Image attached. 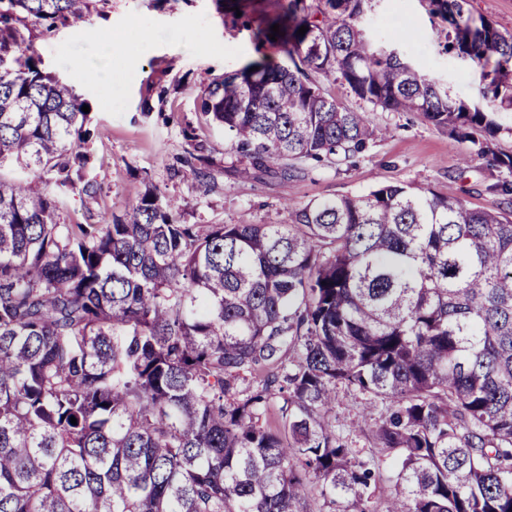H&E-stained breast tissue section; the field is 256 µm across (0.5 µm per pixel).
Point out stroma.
<instances>
[{
	"label": "stroma",
	"mask_w": 512,
	"mask_h": 512,
	"mask_svg": "<svg viewBox=\"0 0 512 512\" xmlns=\"http://www.w3.org/2000/svg\"><path fill=\"white\" fill-rule=\"evenodd\" d=\"M273 0H98L86 29L31 23L41 71L73 86L87 102L94 136L83 180L96 182L94 196L67 192L62 224H104L123 214L145 186L157 187L181 205L185 224H286L288 203L303 205L339 196H360L388 184H418L476 209H497L491 186L500 177L486 160L463 165L467 146L448 129L417 112H385L357 99L344 85L317 82L327 97L365 112L386 136L349 160L307 161L288 181L242 165L222 126L202 114L205 88L225 73L253 62L289 65L280 45L259 42L254 32ZM376 42L398 49L422 73L448 85L453 95L495 113L502 129L493 143L512 153V112L483 100V69L449 52L448 24L430 12L428 0H374L365 18ZM112 76L83 81L106 41ZM208 157L196 177L190 155Z\"/></svg>",
	"instance_id": "1"
}]
</instances>
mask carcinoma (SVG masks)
<instances>
[{"label":"carcinoma","instance_id":"1","mask_svg":"<svg viewBox=\"0 0 512 512\" xmlns=\"http://www.w3.org/2000/svg\"><path fill=\"white\" fill-rule=\"evenodd\" d=\"M94 2L0 10V512H313L310 485L328 512H512V182L496 212L389 184L290 204V224H182L147 187L109 224H60L91 118L36 68L27 20L83 27ZM372 2L275 0L256 36L279 25L300 64L224 74L203 114L287 180L383 135L311 69L512 171L492 113L367 36ZM429 3L511 109L512 35ZM339 388L380 408L392 477L336 433Z\"/></svg>","mask_w":512,"mask_h":512}]
</instances>
